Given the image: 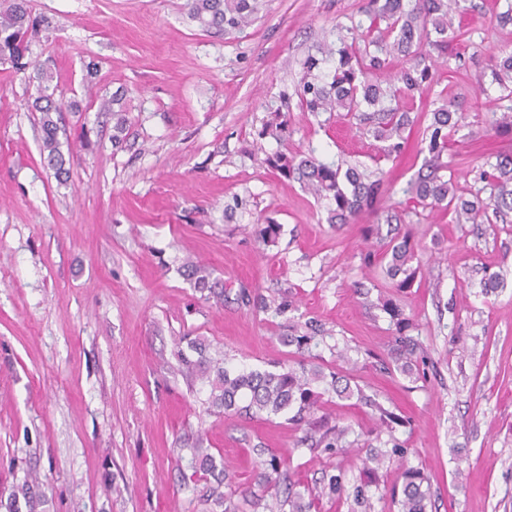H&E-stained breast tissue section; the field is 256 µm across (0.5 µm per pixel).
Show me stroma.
Returning <instances> with one entry per match:
<instances>
[{
	"label": "stroma",
	"instance_id": "obj_1",
	"mask_svg": "<svg viewBox=\"0 0 512 512\" xmlns=\"http://www.w3.org/2000/svg\"><path fill=\"white\" fill-rule=\"evenodd\" d=\"M364 2L262 0L254 23L224 36L190 22L185 0H31L30 55L54 73L69 177L41 158L34 85L0 70V512L25 481L36 512H224L206 496L213 479L192 473L197 448L222 462L227 495L258 491L273 456L312 489L335 466L359 484L354 455L299 444L287 415L211 407L178 359L199 342L238 370L295 365L285 328L241 300L286 291L297 316L333 330L319 362L405 417L396 435L432 512H512V230L406 214L420 273L401 290L367 230L373 214L326 223L324 204L268 164L283 153L371 165L372 138L318 125L298 96L305 59ZM464 7L414 110L448 100L466 112L448 159L456 186L475 189L483 154L512 152V135L485 134L500 89L479 92L494 57L512 52V25L497 24L496 0ZM118 91L122 116L101 111ZM275 112L289 124L281 140L261 134ZM423 164L411 145L383 163L386 204L405 203ZM270 221L281 231L267 247L256 232ZM189 260L223 297L196 288ZM498 272L503 287L482 295ZM379 295L412 323V376L377 366L397 338L369 302ZM318 414L362 443L378 433L370 409L331 392Z\"/></svg>",
	"mask_w": 512,
	"mask_h": 512
}]
</instances>
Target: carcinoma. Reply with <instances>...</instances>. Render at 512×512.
<instances>
[{"instance_id": "1", "label": "carcinoma", "mask_w": 512, "mask_h": 512, "mask_svg": "<svg viewBox=\"0 0 512 512\" xmlns=\"http://www.w3.org/2000/svg\"><path fill=\"white\" fill-rule=\"evenodd\" d=\"M29 0H0V65L15 74L32 70L28 80L37 82L35 111L41 113L42 147L47 165L57 179L68 177L65 157L58 139V121L53 115L61 111L60 105L49 93L52 73L27 60L30 50L29 32L34 26L28 5ZM260 0H186L184 7L190 20L206 32L231 34L251 24L259 13ZM460 8V0H368L361 10L362 18L352 24L347 32H338L336 43L327 49L336 57L333 72L320 75L322 60L311 55L304 63L300 79V104L305 112L325 121L333 118L362 126L378 142V154L373 162L394 161L404 151L418 124L412 115V101L416 93L432 80L434 61L432 52L446 53L448 44L457 38V32L448 22V14ZM399 63L392 68L393 63ZM490 84L498 86L512 101V53L496 57L490 68ZM464 113L458 107L443 102L432 112L430 122L418 138L419 153L425 155L427 173H419L407 183L404 193L415 206L429 211H446L456 224H491L493 220L512 212V153L490 154L483 159L480 181L483 186L465 197L457 192L451 170L444 161L452 137L463 126ZM489 131L512 134V106L501 114L492 113L487 120ZM263 135L275 139L288 136V122L275 117ZM274 168L285 176L298 180L319 201H327L326 223L349 224L366 211L372 212L376 224H388L393 234L383 242L382 255L388 258L387 275L397 280L396 287L406 288L420 272L413 266L415 248L410 231L402 230V214L395 209L380 206L391 187L375 171H368L346 160L323 162L308 155L279 156L272 162ZM258 311H273L286 318L290 338L303 355L328 334L323 324L308 319L297 321L290 316L296 311L294 297L281 294L271 300L260 294L248 299ZM378 306L395 321L399 335V348L394 358V370L412 373L415 341L405 334L409 324L402 310L389 298H378ZM197 358L192 360L178 354L186 374L202 380L209 387L212 406L226 412L245 413L253 417L278 415L294 411L290 421L305 424L301 443H311L329 454H340L347 449L361 452L346 442L352 432L349 426L329 425L326 422L306 420V414L317 406L320 392H333L341 398H356L369 408L387 439L380 442V450L367 456L364 468L373 473L385 462L393 459L402 463L408 450L395 436V427L405 425L403 418L382 406L372 395L360 387H351L350 381L339 373L324 372L319 366L310 368L301 364L279 372L242 370L231 371L207 356L206 348L196 344ZM194 465L204 472L218 471L216 458L203 448L196 449ZM280 462L272 457L262 463V494L252 491L241 493L243 505L224 508V512H244V506L264 504L267 512H282L287 505L290 512H311L320 498L336 502L353 498L361 512L371 509L370 488H379V480L370 478L347 494L343 471L325 473L322 485L314 492L308 488L294 491L288 501L280 499ZM401 488L389 490L390 497L399 501V512H427V492L423 490L424 475L416 467H402Z\"/></svg>"}]
</instances>
